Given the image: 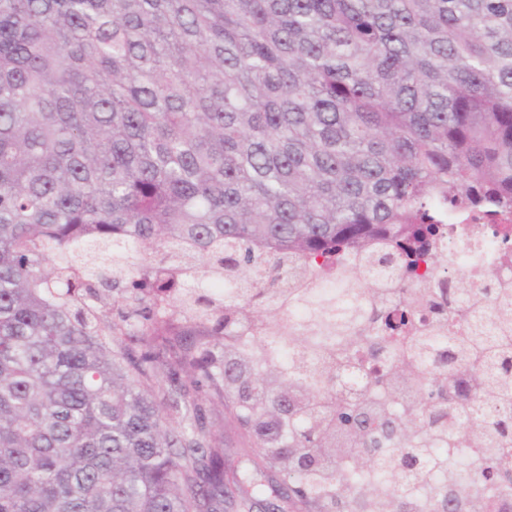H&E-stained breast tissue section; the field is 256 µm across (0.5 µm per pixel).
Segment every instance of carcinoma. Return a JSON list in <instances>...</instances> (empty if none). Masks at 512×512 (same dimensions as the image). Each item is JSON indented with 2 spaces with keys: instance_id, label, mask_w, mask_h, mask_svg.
<instances>
[{
  "instance_id": "cac0c4a2",
  "label": "carcinoma",
  "mask_w": 512,
  "mask_h": 512,
  "mask_svg": "<svg viewBox=\"0 0 512 512\" xmlns=\"http://www.w3.org/2000/svg\"><path fill=\"white\" fill-rule=\"evenodd\" d=\"M486 206L512 214V0H0V512L252 509L264 470L224 477L208 394L298 512H502L512 324L470 288L334 316L304 285L398 249L427 284L419 244ZM365 384V376L356 367H346L336 377V391L350 396ZM474 464V456L469 448H455L448 452V477L465 474Z\"/></svg>"
}]
</instances>
